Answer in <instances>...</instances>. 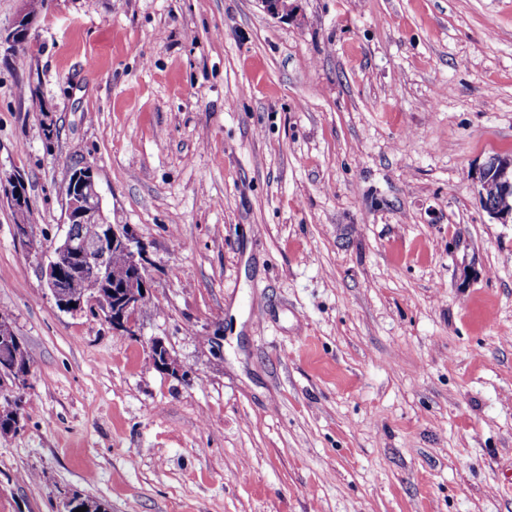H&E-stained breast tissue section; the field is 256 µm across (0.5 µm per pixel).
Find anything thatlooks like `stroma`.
I'll return each instance as SVG.
<instances>
[{"label": "stroma", "mask_w": 512, "mask_h": 512, "mask_svg": "<svg viewBox=\"0 0 512 512\" xmlns=\"http://www.w3.org/2000/svg\"><path fill=\"white\" fill-rule=\"evenodd\" d=\"M498 154L512 0H47L0 54V180L38 217L0 197L33 362L0 512H512ZM76 165L145 251L137 335L45 286Z\"/></svg>", "instance_id": "1"}]
</instances>
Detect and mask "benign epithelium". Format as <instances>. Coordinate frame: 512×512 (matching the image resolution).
<instances>
[{"instance_id": "benign-epithelium-1", "label": "benign epithelium", "mask_w": 512, "mask_h": 512, "mask_svg": "<svg viewBox=\"0 0 512 512\" xmlns=\"http://www.w3.org/2000/svg\"><path fill=\"white\" fill-rule=\"evenodd\" d=\"M264 10L272 15L286 18L293 11L288 0H259ZM35 19L21 14L5 36H0V44L10 50L13 44L29 37ZM494 175L500 184L499 198L496 203L484 206V209L496 219L506 224L512 221V157L495 156L479 171V182ZM71 189L65 197L66 226L73 224H98L99 236L90 238L77 236L65 230L61 243L53 250L44 266L45 284L57 305L64 311L101 313L112 326V330L136 335L137 316L143 299L147 294L148 280L143 249L125 224L104 222L101 197L97 189L92 170L84 168L69 176ZM7 200L15 211L24 212L28 202L26 189L19 180H10ZM125 255L131 271L139 281L124 283L119 291L112 292V298L105 296H87L80 291L81 280L88 272L101 280L109 276L107 256L112 251ZM32 375L31 362L23 367H13L12 386L19 408L25 406V394Z\"/></svg>"}]
</instances>
